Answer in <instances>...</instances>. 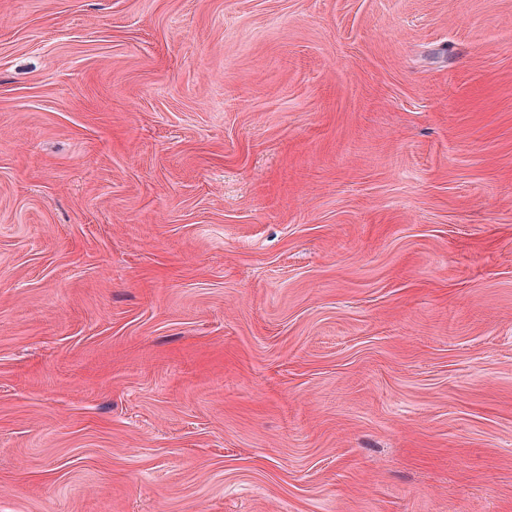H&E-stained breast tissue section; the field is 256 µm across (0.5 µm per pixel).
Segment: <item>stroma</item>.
Segmentation results:
<instances>
[{
  "label": "stroma",
  "mask_w": 512,
  "mask_h": 512,
  "mask_svg": "<svg viewBox=\"0 0 512 512\" xmlns=\"http://www.w3.org/2000/svg\"><path fill=\"white\" fill-rule=\"evenodd\" d=\"M0 512H512V0H0Z\"/></svg>",
  "instance_id": "35a3bbf8"
}]
</instances>
